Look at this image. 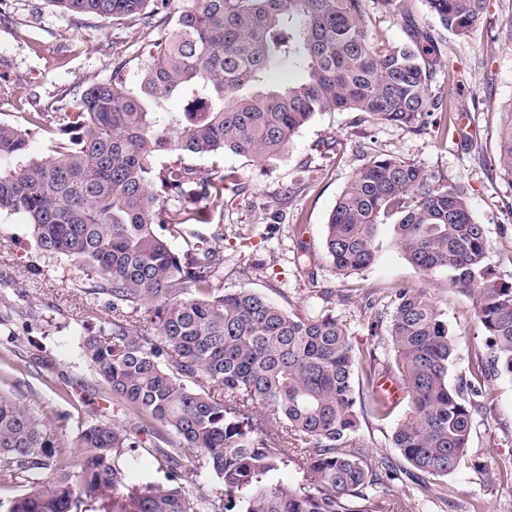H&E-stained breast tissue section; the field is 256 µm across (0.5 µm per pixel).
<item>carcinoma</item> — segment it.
Here are the masks:
<instances>
[{
    "label": "carcinoma",
    "instance_id": "1",
    "mask_svg": "<svg viewBox=\"0 0 512 512\" xmlns=\"http://www.w3.org/2000/svg\"><path fill=\"white\" fill-rule=\"evenodd\" d=\"M49 2L102 20L136 15L151 28L170 0ZM424 2L454 37L483 24L490 7ZM378 13L400 20L405 38L372 36ZM440 40L412 0H187L149 44L135 86L116 69L77 93L69 112H32L24 130L0 121V215L23 217L43 257L78 264L84 294L105 312L98 326L81 325L80 355L116 413L65 450L0 391V471L26 482L8 512H395L404 470L367 458L356 439L362 421L395 407L378 390L374 356L354 347L330 308L307 317L258 292L224 291V232L198 227L235 182L201 177L185 159L271 163L322 112L417 131L437 113L446 139L469 105L432 90L438 74L455 78ZM186 92L184 111H163ZM48 128L52 146L31 157L30 133ZM490 164L512 179V110ZM187 196L201 204L169 207ZM388 220L416 269L473 295L486 336L467 397L448 382L457 341L443 313L420 290H396L389 336L410 403L393 447L434 480L466 464L489 474L468 448L488 376L512 379V283L486 264L465 184L378 153L353 171L330 214L325 250L336 274L374 263L375 230ZM147 442L163 480L135 487L132 453ZM191 456L222 482V498L200 492ZM292 463L302 466L296 487L280 480Z\"/></svg>",
    "mask_w": 512,
    "mask_h": 512
}]
</instances>
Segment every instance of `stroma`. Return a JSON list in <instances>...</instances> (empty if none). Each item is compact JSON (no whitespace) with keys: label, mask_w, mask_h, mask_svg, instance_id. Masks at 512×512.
<instances>
[{"label":"stroma","mask_w":512,"mask_h":512,"mask_svg":"<svg viewBox=\"0 0 512 512\" xmlns=\"http://www.w3.org/2000/svg\"><path fill=\"white\" fill-rule=\"evenodd\" d=\"M490 5L485 23L467 37L442 40L443 55L457 62L462 77L438 84L437 92L476 104L474 116L459 119L454 137L443 141L429 129L323 112L274 163L227 154L190 159L199 175L229 173L242 185L212 216L213 224L224 227L225 291L249 289L310 316L333 309L355 347L373 353L379 369L391 372L394 293L416 286L457 336L449 382L471 380L474 353L485 342L472 296L450 288L442 275L427 276L412 266L393 246L391 224L379 228L375 263L350 276L336 274L324 239L330 212L365 153H386L468 185L471 211L485 227L486 262L512 282V180L481 164L495 154L501 114L512 107V48L498 38L512 19V0ZM157 34L133 18L104 21L68 14L49 0H9L0 14V121L22 128L28 113L67 110L75 91L109 80L118 64L128 84H135L146 60L142 49ZM304 253L310 260L302 264ZM83 286L76 264L34 249L21 217L0 216V388L22 396L64 449L82 426L112 414L104 383L81 358L74 334L88 318ZM487 391L469 454L494 468L512 462V379L494 377ZM407 409L403 399L386 420L362 422L357 439L368 457L403 465L391 437ZM448 485L449 496L440 497L431 479L419 478L412 468L395 485L394 499L403 512H469L477 498L490 512H512L511 480L464 467L449 476Z\"/></svg>","instance_id":"1"}]
</instances>
